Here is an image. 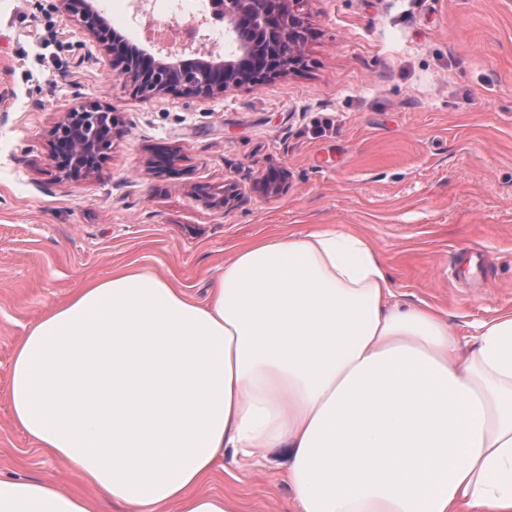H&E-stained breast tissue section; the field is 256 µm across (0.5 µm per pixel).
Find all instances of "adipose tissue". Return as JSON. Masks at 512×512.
Wrapping results in <instances>:
<instances>
[{"label":"adipose tissue","mask_w":512,"mask_h":512,"mask_svg":"<svg viewBox=\"0 0 512 512\" xmlns=\"http://www.w3.org/2000/svg\"><path fill=\"white\" fill-rule=\"evenodd\" d=\"M9 401L126 512H239L203 485L273 450L289 512H512V310L459 338L333 224L241 248L202 299L138 267L87 281L17 343ZM0 512L97 507L0 478Z\"/></svg>","instance_id":"ef3b65f1"}]
</instances>
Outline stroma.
<instances>
[{
    "instance_id": "35a3bbf8",
    "label": "stroma",
    "mask_w": 512,
    "mask_h": 512,
    "mask_svg": "<svg viewBox=\"0 0 512 512\" xmlns=\"http://www.w3.org/2000/svg\"><path fill=\"white\" fill-rule=\"evenodd\" d=\"M305 62L210 96L143 98L111 51L58 0H0V477L79 475L14 424L13 352L84 279L132 264L204 295L241 246L314 224L368 236L404 304L465 336L512 310V0H297ZM97 103L123 127L99 169L68 179L50 131ZM175 151V168L151 161ZM286 173L275 198L253 184ZM234 181L232 206L206 193ZM481 250L462 284L455 253ZM209 492L241 512H287L282 453L231 465Z\"/></svg>"
}]
</instances>
